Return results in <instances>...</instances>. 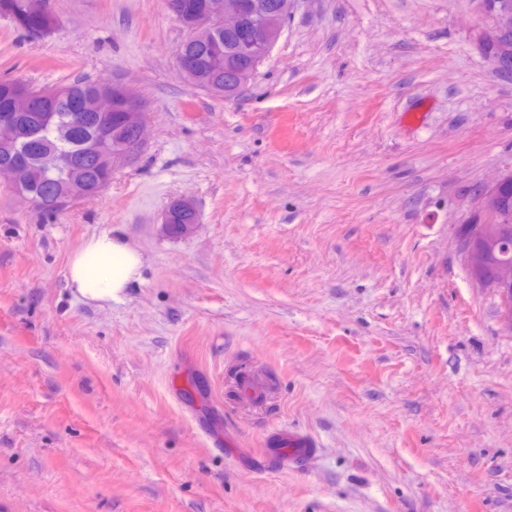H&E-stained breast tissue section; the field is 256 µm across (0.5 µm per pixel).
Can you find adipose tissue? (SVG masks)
Wrapping results in <instances>:
<instances>
[{
  "instance_id": "1",
  "label": "adipose tissue",
  "mask_w": 512,
  "mask_h": 512,
  "mask_svg": "<svg viewBox=\"0 0 512 512\" xmlns=\"http://www.w3.org/2000/svg\"><path fill=\"white\" fill-rule=\"evenodd\" d=\"M141 268V255L128 238L105 232L84 240L72 253L67 285L85 301L117 302L139 280Z\"/></svg>"
}]
</instances>
